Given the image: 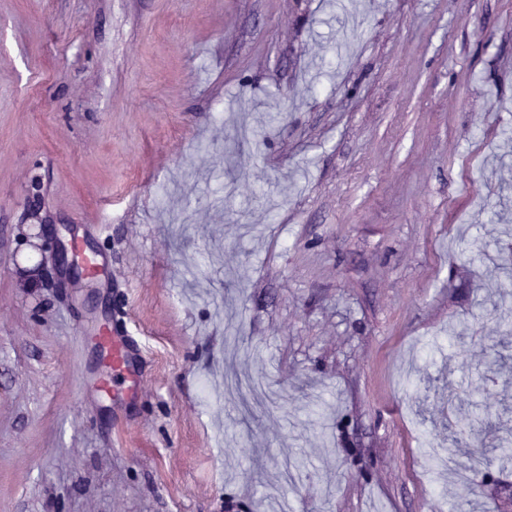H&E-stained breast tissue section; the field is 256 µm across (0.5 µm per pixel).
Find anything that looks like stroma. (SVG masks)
<instances>
[{"mask_svg": "<svg viewBox=\"0 0 512 512\" xmlns=\"http://www.w3.org/2000/svg\"><path fill=\"white\" fill-rule=\"evenodd\" d=\"M509 306L512 0H0V512H512ZM98 342L106 351V371L99 380L103 391L117 390L119 385L129 379L135 372V345L124 336H112V331L105 329Z\"/></svg>", "mask_w": 512, "mask_h": 512, "instance_id": "1", "label": "stroma"}]
</instances>
